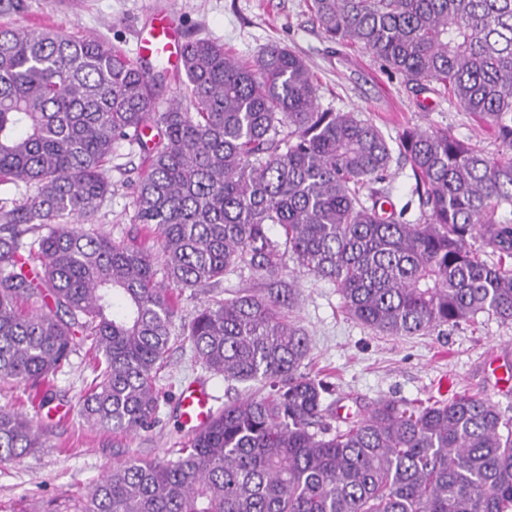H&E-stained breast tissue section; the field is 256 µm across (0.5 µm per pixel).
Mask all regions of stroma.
Returning a JSON list of instances; mask_svg holds the SVG:
<instances>
[{
    "label": "stroma",
    "mask_w": 512,
    "mask_h": 512,
    "mask_svg": "<svg viewBox=\"0 0 512 512\" xmlns=\"http://www.w3.org/2000/svg\"><path fill=\"white\" fill-rule=\"evenodd\" d=\"M312 0H27L22 21L49 25L71 35L93 34L128 57L137 55L138 29L152 6L179 12L186 38L210 37L240 60L252 59L267 45L279 44L308 62L320 108L356 112L372 120L388 139L416 126L452 134L475 144L491 158H502L493 132L481 127L438 84L416 91L413 84L387 70L365 50L329 42L311 12ZM143 154L122 147L108 165L112 191L95 217L98 231L113 240L143 248L153 236L132 224L133 200L126 184L142 175ZM282 277L294 282L297 300L290 314L307 334L309 351L302 370L321 379L324 421L346 429L356 415L383 398L408 401L449 400L468 393L496 404L512 417V394L497 393L485 357L495 351L512 364V324L488 315L475 322L445 327L420 336H383L351 319L338 288L283 261ZM264 284L249 270L226 276L215 288L182 290L175 329L214 297L237 292L260 293ZM207 381L215 407L246 394L196 363L185 337L171 343L169 363L158 382L168 394L154 428L135 434L90 426L79 414L81 397L92 380L87 358L71 357L66 372L33 388L0 382V407L21 411L47 427L48 445L14 462L0 465V512H74L73 505L113 466L137 459L172 456L186 432L179 419L181 384Z\"/></svg>",
    "instance_id": "stroma-1"
}]
</instances>
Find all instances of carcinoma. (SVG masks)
Segmentation results:
<instances>
[{
  "instance_id": "cac0c4a2",
  "label": "carcinoma",
  "mask_w": 512,
  "mask_h": 512,
  "mask_svg": "<svg viewBox=\"0 0 512 512\" xmlns=\"http://www.w3.org/2000/svg\"><path fill=\"white\" fill-rule=\"evenodd\" d=\"M324 36L407 81H435L512 151V0H312ZM164 106L157 79L94 35L0 26V381L37 387L87 348L80 414L149 428L178 301L156 281L206 288L247 268L263 294L215 298L183 326L195 362L265 392L224 404L170 459L130 460L76 512H512V418L469 394L383 399L344 431L320 424L326 385L301 371L308 339L286 309L290 253L339 288L349 316L388 336L480 314L512 323V161L448 133L398 136L420 218L385 211L392 149L355 112L317 106L306 60L268 45L241 62L190 40ZM157 129L150 140L147 132ZM146 155L128 184L133 223L159 252L88 231L124 145ZM48 228L30 241L24 235ZM480 238L498 254L479 259ZM34 298L50 304L25 309ZM46 430L0 407V463Z\"/></svg>"
}]
</instances>
